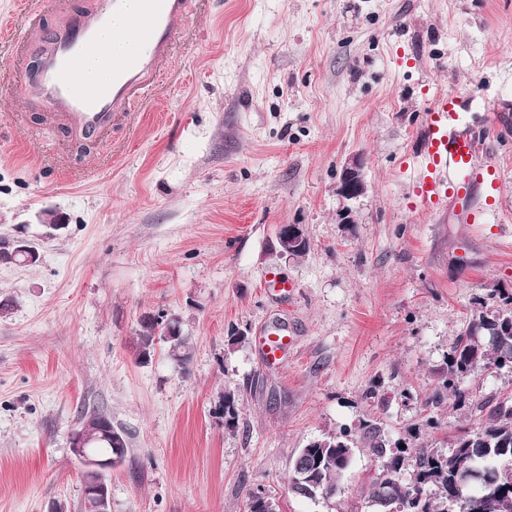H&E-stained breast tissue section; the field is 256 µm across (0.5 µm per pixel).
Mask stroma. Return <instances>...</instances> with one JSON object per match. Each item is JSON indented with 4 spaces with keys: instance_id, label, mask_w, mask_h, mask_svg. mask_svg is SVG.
Segmentation results:
<instances>
[{
    "instance_id": "stroma-1",
    "label": "stroma",
    "mask_w": 512,
    "mask_h": 512,
    "mask_svg": "<svg viewBox=\"0 0 512 512\" xmlns=\"http://www.w3.org/2000/svg\"><path fill=\"white\" fill-rule=\"evenodd\" d=\"M178 27L157 106L84 140L48 119L36 30L24 57L0 44V238L42 255L0 263V512H79L84 409L127 434L111 512H247L259 489L280 512H377L365 452L329 500L290 491L292 461L365 419L440 448L475 423L425 401L475 298L512 289V0H191ZM448 91L501 172L483 224L413 205L421 116ZM353 160L367 191L340 224ZM46 209L64 224L48 240ZM281 224L306 255L277 254ZM270 272L294 292L268 291ZM161 311L183 319L189 374L161 344L138 358ZM263 329L292 339L276 363ZM366 189L367 184L363 176L361 164L357 161H352L344 166L336 183V194L342 201V206L336 212L337 223H355L356 219L353 211L346 204V201L360 197L366 192Z\"/></svg>"
}]
</instances>
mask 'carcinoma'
Masks as SVG:
<instances>
[{
    "label": "carcinoma",
    "instance_id": "cac0c4a2",
    "mask_svg": "<svg viewBox=\"0 0 512 512\" xmlns=\"http://www.w3.org/2000/svg\"><path fill=\"white\" fill-rule=\"evenodd\" d=\"M469 320L460 328L448 352L447 371L426 399L437 409L448 400L459 406L469 401L459 380L482 371L512 373V291L494 288L488 297H477ZM157 323L149 320L138 333V355L147 353L155 341ZM172 341L167 353L183 372H188L192 348L183 334V321L171 323ZM476 424L453 436L444 453L422 441L390 443L377 424L365 420L358 429L345 428L323 438L338 447L331 456L320 454L319 443L299 449L293 462L289 486L292 493L330 499L339 491V481L350 466L354 450L364 449L379 464L380 477L371 484L369 498L379 512H450L456 498L466 512H512V398L490 396L472 405ZM121 446L108 438L91 443L88 452L97 458L114 457L123 464L128 453L124 432Z\"/></svg>",
    "mask_w": 512,
    "mask_h": 512
}]
</instances>
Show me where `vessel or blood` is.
<instances>
[{"instance_id":"1","label":"vessel or blood","mask_w":512,"mask_h":512,"mask_svg":"<svg viewBox=\"0 0 512 512\" xmlns=\"http://www.w3.org/2000/svg\"><path fill=\"white\" fill-rule=\"evenodd\" d=\"M188 4L189 0H140L133 13L129 0H101L53 29L41 46L37 79L53 121L74 135L97 136L111 128L118 114L131 117L140 111L173 58L180 35L177 23L187 16ZM125 15L130 18V37L146 48L114 59L101 34L113 18ZM92 57L111 61V80H82L84 65ZM423 118V148L413 162L416 207L426 212L452 209L478 221L477 190L502 187L497 164L479 152L481 132L471 125L456 93L437 95Z\"/></svg>"}]
</instances>
